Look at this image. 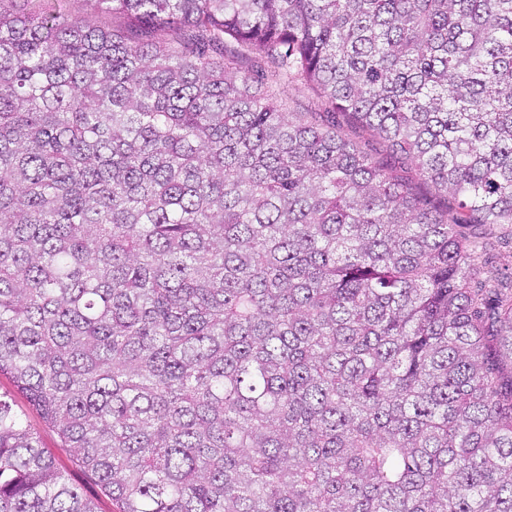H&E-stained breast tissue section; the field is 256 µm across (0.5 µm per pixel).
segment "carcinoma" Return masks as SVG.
<instances>
[{"instance_id": "cac0c4a2", "label": "carcinoma", "mask_w": 512, "mask_h": 512, "mask_svg": "<svg viewBox=\"0 0 512 512\" xmlns=\"http://www.w3.org/2000/svg\"><path fill=\"white\" fill-rule=\"evenodd\" d=\"M16 2L0 374L115 512H512V296L461 232L512 224V0ZM0 512H97L2 394ZM286 94L288 111L298 112V115L309 120L332 111L328 101L311 88L289 85ZM336 122L337 130L343 138L357 144L374 157L385 156L387 143L384 139L363 128L350 114L336 113ZM403 174L412 178L413 183L415 184V191L431 205L445 208L448 204V211L450 212L457 206V202L451 194L448 193V197L445 194H438L433 188L424 184L423 180H420L413 170H408V173Z\"/></svg>"}]
</instances>
